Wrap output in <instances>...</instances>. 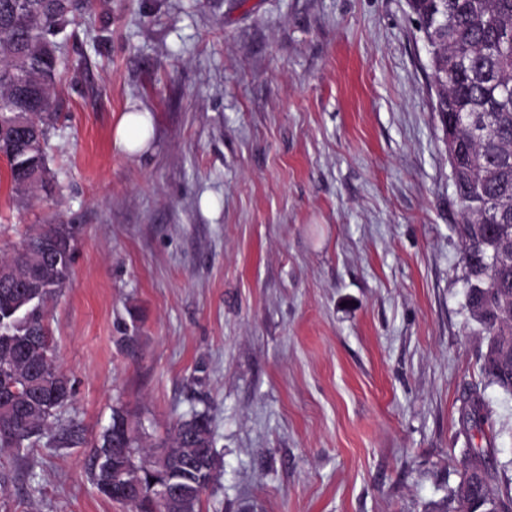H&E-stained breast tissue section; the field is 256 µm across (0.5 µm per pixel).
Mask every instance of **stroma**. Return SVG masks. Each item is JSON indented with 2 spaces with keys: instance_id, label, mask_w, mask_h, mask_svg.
I'll return each instance as SVG.
<instances>
[{
  "instance_id": "obj_1",
  "label": "stroma",
  "mask_w": 512,
  "mask_h": 512,
  "mask_svg": "<svg viewBox=\"0 0 512 512\" xmlns=\"http://www.w3.org/2000/svg\"><path fill=\"white\" fill-rule=\"evenodd\" d=\"M59 39L53 179L13 198L0 161V256L76 232L45 306L73 397L0 454V512H128L90 476L120 405L150 444L209 413L203 512H437L474 394L512 459L407 0H95ZM153 118L148 112H125L113 129V144L125 155L140 158L149 153Z\"/></svg>"
}]
</instances>
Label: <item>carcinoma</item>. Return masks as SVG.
Segmentation results:
<instances>
[{"label": "carcinoma", "instance_id": "carcinoma-1", "mask_svg": "<svg viewBox=\"0 0 512 512\" xmlns=\"http://www.w3.org/2000/svg\"><path fill=\"white\" fill-rule=\"evenodd\" d=\"M428 52L435 112L450 168L462 246L465 307L487 338L481 372L512 395V0H407ZM76 0H0V158L12 192L49 183V131L57 119L52 89L61 63L57 35L76 19ZM48 224L8 257L20 280L0 282V450L18 453L52 431L70 400L68 378L55 365L42 308L69 278L75 233L58 239ZM462 420L488 447L462 450L454 512H512V482L490 447L495 436L480 398ZM216 453L207 412L176 420L167 437L145 443L123 408L94 453L100 494L129 512H161L155 488H183L202 512L214 482Z\"/></svg>", "mask_w": 512, "mask_h": 512}]
</instances>
